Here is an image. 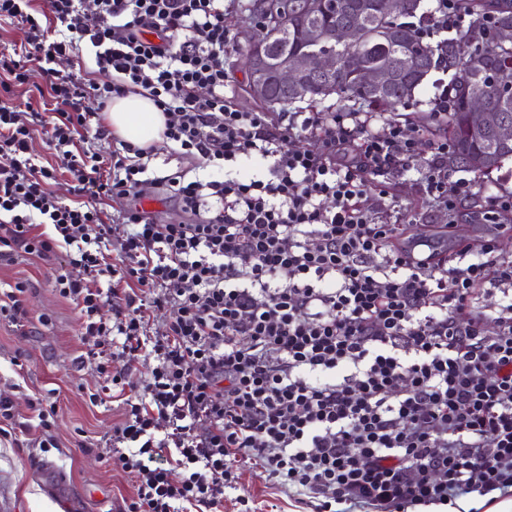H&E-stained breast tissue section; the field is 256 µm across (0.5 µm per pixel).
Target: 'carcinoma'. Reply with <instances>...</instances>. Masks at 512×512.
I'll list each match as a JSON object with an SVG mask.
<instances>
[{
    "label": "carcinoma",
    "mask_w": 512,
    "mask_h": 512,
    "mask_svg": "<svg viewBox=\"0 0 512 512\" xmlns=\"http://www.w3.org/2000/svg\"><path fill=\"white\" fill-rule=\"evenodd\" d=\"M474 21L488 13L495 18L492 32L477 25L448 34L441 44L422 42L414 23L426 17L423 0H407L397 16L386 12L384 0H247V17L258 26L242 32L245 52L260 46L261 76L248 82V93L274 108L306 101L317 105L334 95L350 110L381 112L393 117L415 101L416 92L433 71L442 77L433 85L448 84V117L414 112V123L433 137L448 136L452 153L448 169L490 173L512 161V140L499 138L480 109L470 106L484 99L490 109L512 122V42L495 41L493 32L512 31V0H463ZM352 25L351 44L331 39L340 28ZM326 36L335 50L336 71L284 86L276 77L278 66L304 50L306 35ZM387 69L392 78L383 84L364 82L362 72Z\"/></svg>",
    "instance_id": "cac0c4a2"
}]
</instances>
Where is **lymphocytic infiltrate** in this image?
I'll return each mask as SVG.
<instances>
[{
	"label": "lymphocytic infiltrate",
	"instance_id": "f902f5d3",
	"mask_svg": "<svg viewBox=\"0 0 512 512\" xmlns=\"http://www.w3.org/2000/svg\"><path fill=\"white\" fill-rule=\"evenodd\" d=\"M435 2L428 41L468 23L460 0ZM2 22L27 37L0 51V249L83 270L54 286L79 307L107 385L126 387L113 358L150 361L112 433L135 488L127 512H224L250 461L313 512L512 496V258L488 240L417 262L386 218L422 145L423 191L456 216L472 183L451 178L447 139L394 119L375 130L374 112L238 109L224 0H0ZM85 44L102 82L54 68ZM30 62L47 78L34 89L52 102L45 115L8 100ZM130 93L163 113L183 167L149 176L151 149L125 141L107 156L77 148L105 135L103 109ZM39 130L70 157L71 202L33 149ZM245 159L259 171H227ZM191 167L217 177L187 180ZM155 188L184 222L133 205L108 221L95 206ZM161 308L173 314L149 336Z\"/></svg>",
	"mask_w": 512,
	"mask_h": 512
}]
</instances>
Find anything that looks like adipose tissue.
I'll return each instance as SVG.
<instances>
[{
	"instance_id": "obj_1",
	"label": "adipose tissue",
	"mask_w": 512,
	"mask_h": 512,
	"mask_svg": "<svg viewBox=\"0 0 512 512\" xmlns=\"http://www.w3.org/2000/svg\"><path fill=\"white\" fill-rule=\"evenodd\" d=\"M106 122L113 135L137 146L146 147L163 139L162 112L149 98L139 94L113 98Z\"/></svg>"
}]
</instances>
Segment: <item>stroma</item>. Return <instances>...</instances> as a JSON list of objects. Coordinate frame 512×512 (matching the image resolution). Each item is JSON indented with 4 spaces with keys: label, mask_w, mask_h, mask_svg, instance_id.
<instances>
[{
    "label": "stroma",
    "mask_w": 512,
    "mask_h": 512,
    "mask_svg": "<svg viewBox=\"0 0 512 512\" xmlns=\"http://www.w3.org/2000/svg\"><path fill=\"white\" fill-rule=\"evenodd\" d=\"M473 195L460 209L456 236L473 245L498 237L496 225L483 220L490 197L512 192V161L486 175L471 174ZM393 205L411 220L437 224L448 216L432 208L415 171L394 180ZM504 254L512 256V236L498 237ZM60 271L56 258L42 259L18 251L0 258V289L25 283L28 315L17 325L0 318V399L14 405L17 425L12 435H0V489L8 493L16 512H62L47 487L64 479L72 512H125L134 495L130 478L109 456L112 429L124 419V407L101 396L102 380L81 336L80 312L54 287ZM54 406L49 430L52 447L32 445L21 424L33 421L32 403ZM250 493L257 512H311L287 491L270 485L261 468H241L237 489H225L224 512H236L237 494Z\"/></svg>",
    "instance_id": "stroma-1"
}]
</instances>
